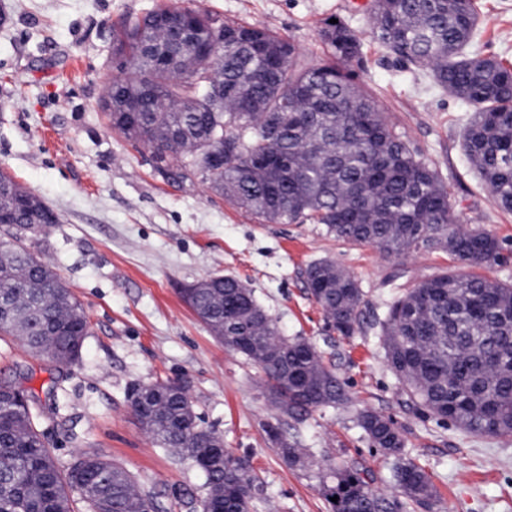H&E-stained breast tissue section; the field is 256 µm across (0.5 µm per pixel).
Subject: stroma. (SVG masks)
<instances>
[{
  "label": "stroma",
  "instance_id": "obj_1",
  "mask_svg": "<svg viewBox=\"0 0 512 512\" xmlns=\"http://www.w3.org/2000/svg\"><path fill=\"white\" fill-rule=\"evenodd\" d=\"M161 0H0V170L39 195L59 223L24 231L39 256L67 282L88 317L81 360L57 367L11 336L0 337V378L41 400L39 427L69 466L93 449L132 473L141 491L169 512H188L203 479L174 452L156 447L129 406L133 387L186 378L204 427L248 457L264 480L253 512H328L318 492L328 463L369 470L398 496L392 458L372 448L358 413L376 409L401 431L403 455L436 490L432 512H512V438L473 437L419 411L389 368L376 318L402 290L460 263L435 251L402 266L375 248L328 236L320 224H261L200 181L171 185L149 151L112 133L103 97L112 73V28ZM227 22L266 27L292 41L307 62L325 59L318 32L330 17L363 39L360 86L388 121L433 164L462 223L479 224L512 249V213L501 211L461 148L472 109L436 88L427 71L405 68L370 34L359 0H179ZM476 50L512 63V0H480ZM329 258L364 290L361 330L327 331L307 295L302 270ZM231 275L288 336L313 342L347 381L346 403L312 412L286 428L316 460L292 469L267 435L276 411L255 368L223 343L183 302L184 286Z\"/></svg>",
  "mask_w": 512,
  "mask_h": 512
}]
</instances>
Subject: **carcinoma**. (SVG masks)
I'll use <instances>...</instances> for the list:
<instances>
[{"label": "carcinoma", "instance_id": "obj_1", "mask_svg": "<svg viewBox=\"0 0 512 512\" xmlns=\"http://www.w3.org/2000/svg\"><path fill=\"white\" fill-rule=\"evenodd\" d=\"M372 32L403 63L427 71L435 86L473 107L463 150L497 206L512 213V64L472 50L480 24L476 0H377ZM201 59L180 67V32ZM327 59L307 64L293 42L266 29L228 23L201 10L161 4L112 29V70L104 101L113 132L150 149L169 184L194 177L261 221L322 224L326 234L376 248L387 259L443 250L474 268L506 265L512 254L479 225L459 223L437 169L389 124L356 82L363 42L343 21H324ZM4 225L35 229L59 215L0 171ZM309 298L328 330L361 328L364 292L336 262L303 271ZM184 302L224 347L262 377L277 420L300 421L348 400L346 382L302 336L277 319L235 277L190 284ZM387 362L408 400L475 437H512V280L444 273L386 306L377 321ZM59 365L82 356L87 320L58 272L22 238L0 239V335ZM132 413L155 445L195 467L205 494L186 503L201 512H251L264 492L249 460L198 423L183 379L132 391ZM16 385L0 380V512H47L46 494L72 512H166L132 475L96 451L61 467ZM372 447L395 459L389 498L355 465H329L320 491L330 512H405L433 508L436 492L419 465L402 457L393 419L371 408L358 415ZM276 452L308 469L311 455L269 426ZM338 497L335 502L332 497Z\"/></svg>", "mask_w": 512, "mask_h": 512}]
</instances>
